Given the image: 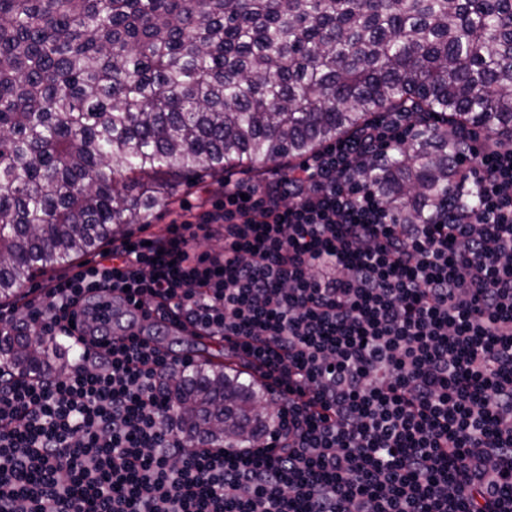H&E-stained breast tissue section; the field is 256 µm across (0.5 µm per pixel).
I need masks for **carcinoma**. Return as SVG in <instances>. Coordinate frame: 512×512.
<instances>
[{"label": "carcinoma", "instance_id": "obj_1", "mask_svg": "<svg viewBox=\"0 0 512 512\" xmlns=\"http://www.w3.org/2000/svg\"><path fill=\"white\" fill-rule=\"evenodd\" d=\"M387 112L429 123L360 175L404 224L464 150L512 132V0H0V306L172 203V178L308 158ZM68 349L0 336V367ZM189 438L268 427L262 386L205 361L167 380Z\"/></svg>", "mask_w": 512, "mask_h": 512}]
</instances>
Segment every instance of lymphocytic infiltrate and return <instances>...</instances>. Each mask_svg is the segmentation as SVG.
<instances>
[{
	"mask_svg": "<svg viewBox=\"0 0 512 512\" xmlns=\"http://www.w3.org/2000/svg\"><path fill=\"white\" fill-rule=\"evenodd\" d=\"M376 119L288 175L225 181L219 211L117 239L0 311L68 339L61 376L0 374V512H512V137L455 134L483 204L402 224L359 169L404 145ZM224 252L192 256L207 225ZM224 337L275 419L190 441L166 381L185 358L115 331L102 295Z\"/></svg>",
	"mask_w": 512,
	"mask_h": 512,
	"instance_id": "f902f5d3",
	"label": "lymphocytic infiltrate"
}]
</instances>
